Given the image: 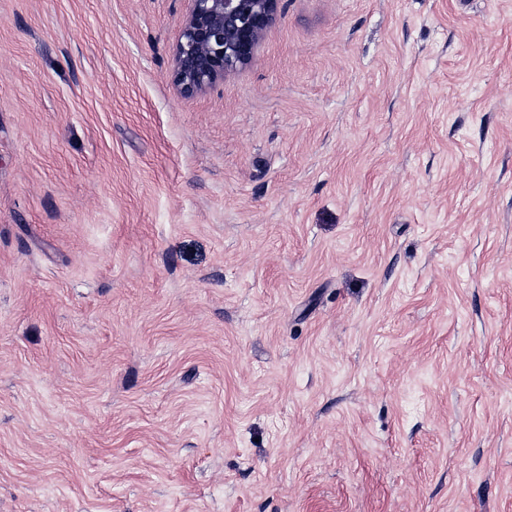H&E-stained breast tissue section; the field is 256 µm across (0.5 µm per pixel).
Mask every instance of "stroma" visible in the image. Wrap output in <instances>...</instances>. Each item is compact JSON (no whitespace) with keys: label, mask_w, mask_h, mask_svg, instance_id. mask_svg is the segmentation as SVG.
Returning a JSON list of instances; mask_svg holds the SVG:
<instances>
[{"label":"stroma","mask_w":512,"mask_h":512,"mask_svg":"<svg viewBox=\"0 0 512 512\" xmlns=\"http://www.w3.org/2000/svg\"><path fill=\"white\" fill-rule=\"evenodd\" d=\"M0 0V512H512V0ZM171 81L183 95L205 91L251 63L279 0H191Z\"/></svg>","instance_id":"stroma-1"}]
</instances>
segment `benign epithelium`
<instances>
[{
	"label": "benign epithelium",
	"instance_id": "obj_1",
	"mask_svg": "<svg viewBox=\"0 0 512 512\" xmlns=\"http://www.w3.org/2000/svg\"><path fill=\"white\" fill-rule=\"evenodd\" d=\"M171 81L183 95L206 90L251 63L279 0H191Z\"/></svg>",
	"mask_w": 512,
	"mask_h": 512
}]
</instances>
